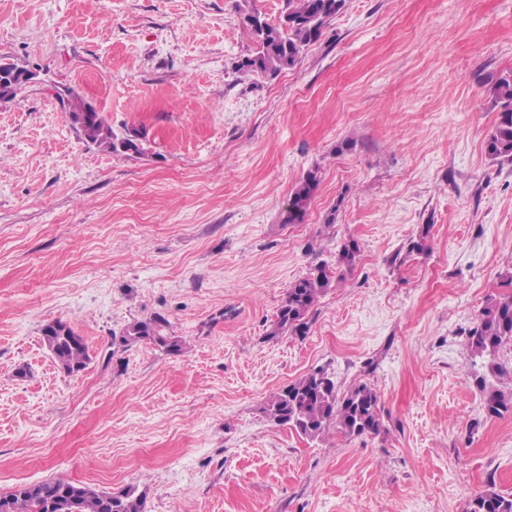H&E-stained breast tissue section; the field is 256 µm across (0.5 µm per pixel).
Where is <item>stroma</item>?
<instances>
[{
  "mask_svg": "<svg viewBox=\"0 0 512 512\" xmlns=\"http://www.w3.org/2000/svg\"><path fill=\"white\" fill-rule=\"evenodd\" d=\"M236 0H0V492L44 480L147 512H466L512 494V415L488 417L465 336L512 268V163L484 153L512 69V0H348L295 67L234 65ZM74 89L142 154L88 146ZM321 182L283 221L301 176ZM336 209L334 226L324 217ZM431 225L426 255L393 254ZM359 244L306 335L269 337L291 282ZM156 314L188 344L123 348ZM59 320L91 361L63 373ZM324 367L381 395L385 432L309 441L271 392ZM25 377H17V369ZM320 181L321 176L318 167L306 171L288 200L284 223L300 224L304 221L311 201L315 198ZM42 338L58 366L68 374L86 369L91 360L84 339L66 323L55 320L44 325ZM466 512H512V495L500 492L491 483L471 500Z\"/></svg>",
  "mask_w": 512,
  "mask_h": 512,
  "instance_id": "35a3bbf8",
  "label": "stroma"
}]
</instances>
